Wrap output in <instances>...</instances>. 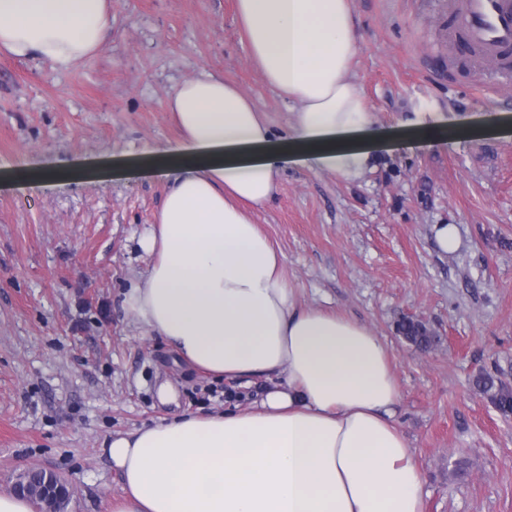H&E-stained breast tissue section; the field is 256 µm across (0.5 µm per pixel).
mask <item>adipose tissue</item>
<instances>
[{"instance_id":"ef3b65f1","label":"adipose tissue","mask_w":512,"mask_h":512,"mask_svg":"<svg viewBox=\"0 0 512 512\" xmlns=\"http://www.w3.org/2000/svg\"><path fill=\"white\" fill-rule=\"evenodd\" d=\"M265 81L298 106L274 138L223 77L165 103L181 132L155 152L167 182L130 310L190 367L216 378L284 373L248 410L189 414L112 437L115 512H423L420 473L393 422L399 386L363 324L302 308L281 253L254 221L281 162L360 178L374 114L350 70V0H236ZM112 0H0V51L65 72L106 51Z\"/></svg>"}]
</instances>
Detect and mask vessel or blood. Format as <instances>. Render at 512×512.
<instances>
[{
  "label": "vessel or blood",
  "mask_w": 512,
  "mask_h": 512,
  "mask_svg": "<svg viewBox=\"0 0 512 512\" xmlns=\"http://www.w3.org/2000/svg\"><path fill=\"white\" fill-rule=\"evenodd\" d=\"M456 35L481 59L501 64L512 57V0H450Z\"/></svg>",
  "instance_id": "1"
}]
</instances>
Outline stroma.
I'll use <instances>...</instances> for the list:
<instances>
[{
    "label": "stroma",
    "instance_id": "obj_1",
    "mask_svg": "<svg viewBox=\"0 0 512 512\" xmlns=\"http://www.w3.org/2000/svg\"><path fill=\"white\" fill-rule=\"evenodd\" d=\"M351 8L377 161L356 182L283 164L255 220L298 305L353 318L386 346L424 512H512V416L473 386L487 371L512 387V76L449 51L447 0ZM204 72L285 132L297 106L253 64L235 0H112L110 49L67 72L0 54V492L36 464L68 484V512H112L122 483L106 439L246 410L269 384L186 367L126 304L166 192L152 155L180 137L164 104ZM414 122L473 136L423 147L399 132ZM60 168L111 176L42 180ZM20 170L28 181L13 180ZM438 224L455 225L454 251L440 249ZM404 317L427 324L432 349L397 334Z\"/></svg>",
    "mask_w": 512,
    "mask_h": 512
}]
</instances>
